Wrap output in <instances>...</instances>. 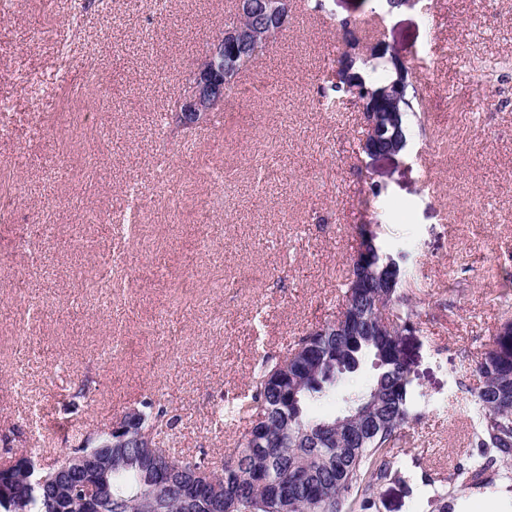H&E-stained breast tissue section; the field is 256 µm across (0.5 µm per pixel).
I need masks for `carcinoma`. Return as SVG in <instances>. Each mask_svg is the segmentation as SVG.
<instances>
[{
  "label": "carcinoma",
  "instance_id": "1",
  "mask_svg": "<svg viewBox=\"0 0 512 512\" xmlns=\"http://www.w3.org/2000/svg\"><path fill=\"white\" fill-rule=\"evenodd\" d=\"M338 57L333 76L336 97L320 94L318 104L336 111L349 93L343 88ZM368 90L361 112H379L377 95L383 88L403 82V127L420 120V87L402 78L396 63L377 53H358L352 59ZM380 258L376 273H364L361 253L351 258L343 293L345 310L339 324L329 322L296 342L281 358L267 355L253 377V405L240 414L249 429L262 431L263 448L249 451L242 438L240 450L224 458L221 466L204 452L175 457L161 440L176 428L177 418L168 407L145 400L143 433L129 448L112 449V462L95 478L61 477L59 463L27 473L7 448L0 464V482L24 498L35 486L27 512H81L85 487L95 484L103 492L102 512H373V481L398 477L401 468L393 448L405 428L417 419L409 398L410 368L403 357L400 333L420 325L419 313L408 285L412 272L403 260L392 273L383 268L392 258L376 245ZM393 276L395 287L381 281ZM390 293L395 328L383 329L374 316L375 300ZM370 361L375 375L369 386L348 394L355 419L336 425L337 417L312 418L309 401L336 392V377L355 373ZM482 379L472 393L476 426L471 445L486 454L495 449L512 455V320L500 325L490 347L475 362ZM92 388L83 382L69 394L76 408L91 400ZM484 467L475 462L458 466L448 482L459 478L476 481Z\"/></svg>",
  "mask_w": 512,
  "mask_h": 512
}]
</instances>
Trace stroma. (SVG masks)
Here are the masks:
<instances>
[{"label":"stroma","mask_w":512,"mask_h":512,"mask_svg":"<svg viewBox=\"0 0 512 512\" xmlns=\"http://www.w3.org/2000/svg\"><path fill=\"white\" fill-rule=\"evenodd\" d=\"M236 3L168 0L160 14L155 0H0V184L13 193L0 214V430L45 463L159 398L179 418L175 448L234 453L254 365L336 318L352 228L372 223L415 265L423 321L404 339L417 414L396 448L404 478L376 481L375 512H433L429 478L471 452L475 361L512 319V82L474 69H512V0H323L318 13L291 0L221 111L189 131L166 125ZM344 18L366 43L428 63L427 131L410 129L397 159L362 161L356 108L316 104ZM134 185L143 208L122 237L111 220ZM104 276L108 308L91 287ZM39 301L49 312L30 318ZM87 376L95 402L65 409ZM373 376L363 363L308 415L340 413ZM447 502L512 512V455Z\"/></svg>","instance_id":"1"}]
</instances>
